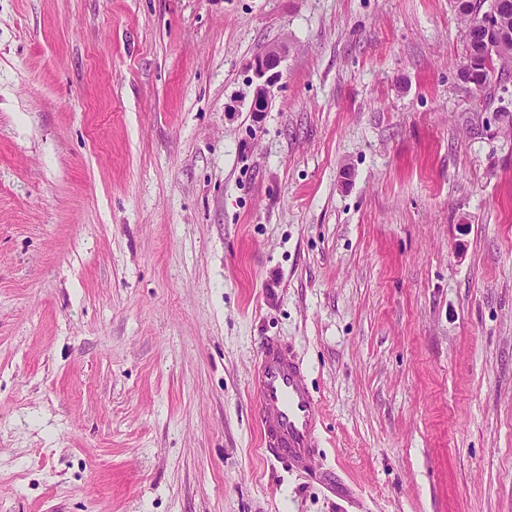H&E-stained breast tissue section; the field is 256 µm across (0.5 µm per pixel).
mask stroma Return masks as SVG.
Listing matches in <instances>:
<instances>
[{"label":"stroma","mask_w":512,"mask_h":512,"mask_svg":"<svg viewBox=\"0 0 512 512\" xmlns=\"http://www.w3.org/2000/svg\"><path fill=\"white\" fill-rule=\"evenodd\" d=\"M464 56L453 0H0V512H512V68ZM281 54L280 48L272 47L255 60L253 68L258 82L250 107L251 112L261 114L268 111L273 88L279 78V71L275 70L280 65ZM251 386L264 452L295 468H309L318 448L322 412L302 364L281 342L268 339L260 349Z\"/></svg>","instance_id":"obj_1"}]
</instances>
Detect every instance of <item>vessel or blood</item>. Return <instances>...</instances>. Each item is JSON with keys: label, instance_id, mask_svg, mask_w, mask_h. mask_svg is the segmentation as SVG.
Segmentation results:
<instances>
[{"label": "vessel or blood", "instance_id": "b4317fda", "mask_svg": "<svg viewBox=\"0 0 512 512\" xmlns=\"http://www.w3.org/2000/svg\"><path fill=\"white\" fill-rule=\"evenodd\" d=\"M251 386L257 396L261 446L293 467H310L318 448L321 405L310 391L302 364L275 339L260 349Z\"/></svg>", "mask_w": 512, "mask_h": 512}]
</instances>
